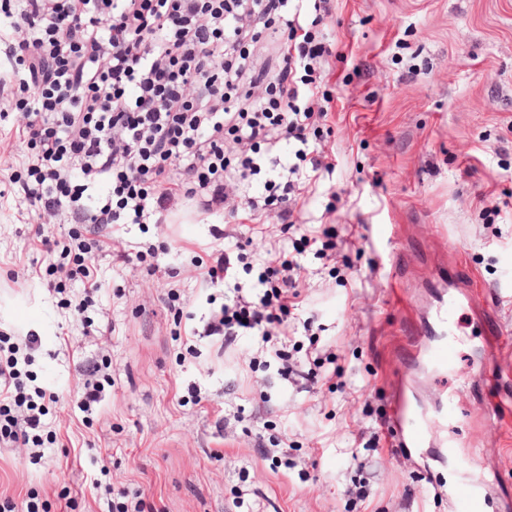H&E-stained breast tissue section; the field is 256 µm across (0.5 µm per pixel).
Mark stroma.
I'll return each mask as SVG.
<instances>
[{"instance_id":"35a3bbf8","label":"stroma","mask_w":512,"mask_h":512,"mask_svg":"<svg viewBox=\"0 0 512 512\" xmlns=\"http://www.w3.org/2000/svg\"><path fill=\"white\" fill-rule=\"evenodd\" d=\"M321 30L333 53L312 90L331 103L311 148L334 168L297 196L295 224L197 212L188 224L114 225L103 232L113 247L93 257L102 289L82 317L72 308L82 284L51 290L8 179L26 148L0 99V332L39 336L34 384L57 396L49 452L0 445V497L105 512L108 484L140 492L144 512H448L445 472L420 464L428 449L398 456L382 439L400 328L423 318L446 263L477 285L449 291L456 361L418 378L419 403L452 401L434 439L486 477L485 512H503L512 417L491 404L512 395V352L497 359L486 342L495 322L512 334V0H335ZM218 222L247 252L274 255L304 230L336 228L335 259L308 250L295 273L289 379L252 366L255 339L225 347L196 335L207 296H223L206 292L192 263ZM380 224L394 225L391 237L376 235ZM150 243L169 249L154 273L115 257ZM172 288L189 314L179 325L165 306ZM103 358L112 385L87 418L79 371ZM194 389L202 402L182 405ZM260 443L286 447L287 464L271 470Z\"/></svg>"}]
</instances>
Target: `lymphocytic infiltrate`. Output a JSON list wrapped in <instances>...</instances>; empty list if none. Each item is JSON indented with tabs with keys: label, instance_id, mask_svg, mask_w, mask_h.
Masks as SVG:
<instances>
[{
	"label": "lymphocytic infiltrate",
	"instance_id": "1",
	"mask_svg": "<svg viewBox=\"0 0 512 512\" xmlns=\"http://www.w3.org/2000/svg\"><path fill=\"white\" fill-rule=\"evenodd\" d=\"M332 10L333 0H0V44L13 61L0 91L30 149L9 179L37 220H69L67 239L41 226L36 235L49 274L83 285L77 313L101 290L90 260L108 225L164 223L179 198L212 216L292 223L301 184L326 167L309 146L326 112L306 88L331 53L317 29ZM265 35L278 62L256 72L250 48ZM284 144L293 160L281 158ZM311 242L303 232L286 258L263 261L249 288L233 282L244 253L196 257L198 280L229 291L205 335L257 337L280 358L272 336L288 331L293 273ZM37 343L0 336L1 445H45L46 393L26 384Z\"/></svg>",
	"mask_w": 512,
	"mask_h": 512
}]
</instances>
